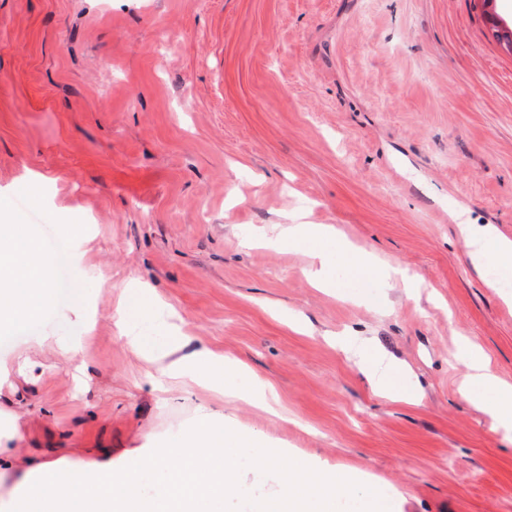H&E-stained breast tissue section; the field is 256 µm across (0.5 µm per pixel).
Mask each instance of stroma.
<instances>
[{
    "label": "stroma",
    "mask_w": 512,
    "mask_h": 512,
    "mask_svg": "<svg viewBox=\"0 0 512 512\" xmlns=\"http://www.w3.org/2000/svg\"><path fill=\"white\" fill-rule=\"evenodd\" d=\"M1 207L48 248L73 208L92 237L75 299L0 332V360L43 365L0 389L17 465L125 464L204 399L160 393L126 344L162 348L166 316L116 326L139 279L273 390L282 418L225 405L234 424L388 493L338 488L339 512H512V437L457 391L465 343L512 385V285L458 231L512 240V55L481 0H0ZM291 213L418 295L341 265L319 289L304 246H242ZM346 336L415 402L377 395ZM345 256L352 261L353 265L359 269H375L380 276L385 277L389 282L401 285L405 288L407 295L411 294L410 288H416L411 278H409L402 269L392 265L372 254H357L351 248H344Z\"/></svg>",
    "instance_id": "1"
}]
</instances>
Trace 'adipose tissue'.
Instances as JSON below:
<instances>
[{"mask_svg":"<svg viewBox=\"0 0 512 512\" xmlns=\"http://www.w3.org/2000/svg\"><path fill=\"white\" fill-rule=\"evenodd\" d=\"M15 229L13 215L0 211V329L36 321L52 296L42 243L30 234L24 245H17ZM459 232L470 244L474 262L512 265V241L476 224L460 225ZM271 233L275 242L307 244L309 280L318 288L332 287L331 256L318 247L319 242L335 239L332 225L276 224ZM127 344L164 388L191 385L208 392L209 401L195 408L175 443L151 449L120 467L100 462L73 468L60 478L55 462L32 466L17 480L16 492L25 502L36 504L38 512H72V496L78 488L83 491L81 512H207L210 503L235 498L241 477L225 450L254 447L256 438L233 426L224 406L244 402L272 410L271 390L262 384L234 385L239 363L206 347L186 351L187 338L177 331L168 336L157 356L145 354L137 337H128ZM460 361L465 368L460 394L497 427L512 433V386L491 372L478 348L462 345ZM252 466L258 472L277 470L284 476L282 490L256 498L253 512H333L336 486L347 479L344 473L286 453L270 442Z\"/></svg>","mask_w":512,"mask_h":512,"instance_id":"ef3b65f1","label":"adipose tissue"}]
</instances>
